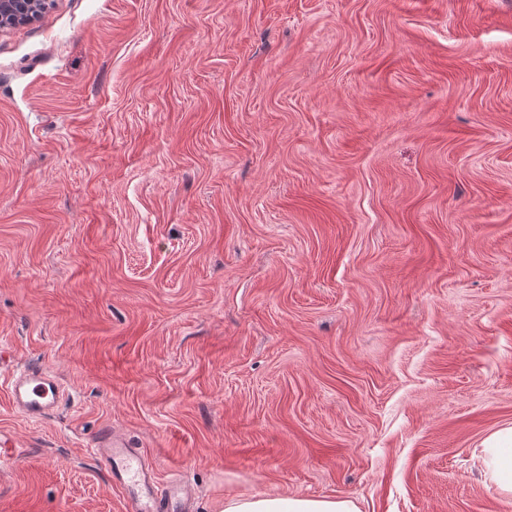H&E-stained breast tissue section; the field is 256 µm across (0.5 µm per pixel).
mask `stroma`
<instances>
[{"mask_svg": "<svg viewBox=\"0 0 512 512\" xmlns=\"http://www.w3.org/2000/svg\"><path fill=\"white\" fill-rule=\"evenodd\" d=\"M62 393L16 415L8 380ZM512 0H57L0 33V512H512ZM14 408L31 420H42L53 414L60 397V386L49 370L31 365L17 370L8 383ZM486 465L500 492L512 497V425L502 426L482 442ZM127 441L103 427L94 438V451L112 483L124 490L132 512H194L193 491L185 482L161 486L152 467ZM223 512H359L349 498L325 499L267 495L228 500Z\"/></svg>", "mask_w": 512, "mask_h": 512, "instance_id": "35a3bbf8", "label": "stroma"}]
</instances>
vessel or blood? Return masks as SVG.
Wrapping results in <instances>:
<instances>
[{
	"label": "vessel or blood",
	"instance_id": "1",
	"mask_svg": "<svg viewBox=\"0 0 512 512\" xmlns=\"http://www.w3.org/2000/svg\"><path fill=\"white\" fill-rule=\"evenodd\" d=\"M14 408L31 420L53 414L60 397V386L49 370L38 365L13 374L8 383ZM94 451L113 483L124 490L131 512H193V491L178 481L160 485L155 472L127 441L103 427L94 438Z\"/></svg>",
	"mask_w": 512,
	"mask_h": 512
}]
</instances>
